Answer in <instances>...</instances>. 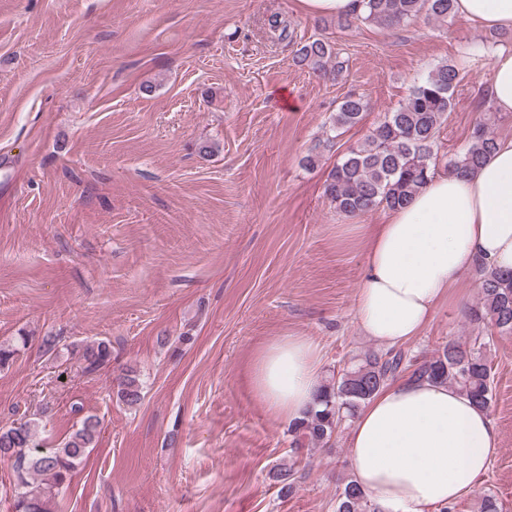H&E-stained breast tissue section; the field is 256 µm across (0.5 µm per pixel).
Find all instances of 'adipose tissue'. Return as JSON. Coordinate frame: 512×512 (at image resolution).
<instances>
[{
  "label": "adipose tissue",
  "mask_w": 512,
  "mask_h": 512,
  "mask_svg": "<svg viewBox=\"0 0 512 512\" xmlns=\"http://www.w3.org/2000/svg\"><path fill=\"white\" fill-rule=\"evenodd\" d=\"M458 17L512 30V0H456ZM488 99L512 113V49L488 52ZM512 271V137L466 175L438 173L371 233L355 314L386 346L416 336L463 274ZM252 388L275 416L303 417L320 387L314 345L281 336L260 349ZM354 477L376 512H437L471 493L498 453L488 411L455 386L404 377L381 387L348 438Z\"/></svg>",
  "instance_id": "ef3b65f1"
}]
</instances>
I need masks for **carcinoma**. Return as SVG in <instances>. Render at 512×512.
I'll return each instance as SVG.
<instances>
[{
  "label": "carcinoma",
  "mask_w": 512,
  "mask_h": 512,
  "mask_svg": "<svg viewBox=\"0 0 512 512\" xmlns=\"http://www.w3.org/2000/svg\"><path fill=\"white\" fill-rule=\"evenodd\" d=\"M362 11L343 17V26L371 22L396 30L425 16L446 23L456 16L455 0H361ZM295 62L325 79L343 70L333 45L321 39L297 44ZM460 82L456 65L434 68L414 86L404 103L383 119L365 141L352 147L328 174L325 195L336 211L347 216L365 215L379 207L395 209L408 202L434 170L435 149L442 125L452 110ZM368 110L366 99L347 93L331 116L333 129L358 125ZM496 144V138L481 124L465 152L450 160L447 170L463 174L477 168ZM471 320L499 333L512 332V274L490 272L481 279V298L470 311ZM487 343L469 347L450 343L432 359L417 366L402 351L371 353L362 363L344 370L338 378L320 385L319 399L305 415L292 423L297 443L328 444L344 415H353L386 382L398 375L450 383L477 406L488 409L492 401L494 374L486 357ZM111 344L101 340L87 346L81 355L84 371L94 373L110 363ZM117 395L128 405L141 399V385L133 374L118 384ZM100 433V420L85 416L80 425L56 447L46 450L34 424L20 420L0 428V457L15 460L14 512H52L54 499L69 486L71 473L81 464ZM336 512H375L364 490L353 479L338 495Z\"/></svg>",
  "instance_id": "obj_1"
}]
</instances>
